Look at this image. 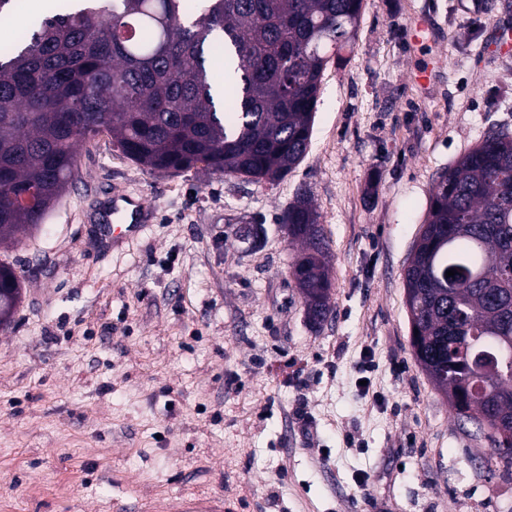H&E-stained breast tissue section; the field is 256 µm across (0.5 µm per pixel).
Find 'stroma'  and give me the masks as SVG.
<instances>
[{"label": "stroma", "instance_id": "stroma-1", "mask_svg": "<svg viewBox=\"0 0 512 512\" xmlns=\"http://www.w3.org/2000/svg\"><path fill=\"white\" fill-rule=\"evenodd\" d=\"M508 15L512 0H364L307 156L271 185L86 142L44 223L0 246L24 282L0 331V512H512V467L413 356L404 288L438 176L489 129L512 134L491 28ZM115 189L154 211L123 252L93 221ZM303 191L329 244L319 325L281 224Z\"/></svg>", "mask_w": 512, "mask_h": 512}]
</instances>
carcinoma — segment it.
<instances>
[{
    "instance_id": "1",
    "label": "carcinoma",
    "mask_w": 512,
    "mask_h": 512,
    "mask_svg": "<svg viewBox=\"0 0 512 512\" xmlns=\"http://www.w3.org/2000/svg\"><path fill=\"white\" fill-rule=\"evenodd\" d=\"M60 0L0 53V244L40 225L74 179L77 148L101 133L158 172L203 163L272 183L310 144L330 53L352 43L363 0ZM237 86L228 110L206 56ZM34 188L38 209L13 196ZM317 322L330 314L329 246L305 193L283 217ZM453 269L457 274L446 276ZM414 356L456 414L490 432L512 465V372L477 357L512 339V135L491 130L441 174L405 271ZM22 301L0 263V329Z\"/></svg>"
}]
</instances>
